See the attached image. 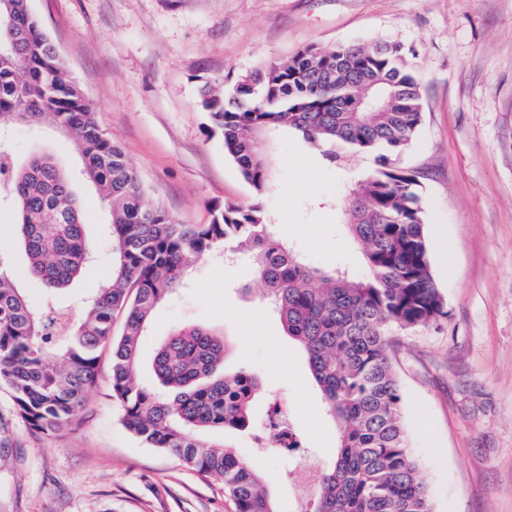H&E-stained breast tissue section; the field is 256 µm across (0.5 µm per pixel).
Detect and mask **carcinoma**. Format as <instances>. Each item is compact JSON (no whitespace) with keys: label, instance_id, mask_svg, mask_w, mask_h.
<instances>
[{"label":"carcinoma","instance_id":"1","mask_svg":"<svg viewBox=\"0 0 512 512\" xmlns=\"http://www.w3.org/2000/svg\"><path fill=\"white\" fill-rule=\"evenodd\" d=\"M397 40L320 48L255 68L236 82L206 86L200 106L255 200L226 203L208 224H181L144 190L122 150L101 128L93 104L42 32L30 0H0V125L48 123L66 129L84 178L108 207L112 252L107 281L75 316L55 295L89 266L83 207L70 178L48 156L15 160L0 144V194L17 209L27 272L47 290L37 304L0 260V387L38 434L71 425L97 379L98 351L110 348L112 398L123 426L185 468L220 479L235 512H274L247 460L205 439L244 431L262 393L247 369L224 371V337L202 326L176 330L155 351V384L135 371L154 310L185 281L191 261L213 253L252 259L264 297L284 332L304 351L325 410L338 425L331 466L313 512H433L407 446L401 389L388 355L397 331L425 328L446 314L430 269L425 211L411 173L391 157L413 142L423 118L421 78ZM289 128L316 146L380 152V168L342 203L362 248L359 275L325 271L279 242L261 198L270 180L257 134ZM123 332L112 336V320Z\"/></svg>","mask_w":512,"mask_h":512}]
</instances>
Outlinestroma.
Listing matches in <instances>:
<instances>
[{
    "instance_id": "1",
    "label": "stroma",
    "mask_w": 512,
    "mask_h": 512,
    "mask_svg": "<svg viewBox=\"0 0 512 512\" xmlns=\"http://www.w3.org/2000/svg\"><path fill=\"white\" fill-rule=\"evenodd\" d=\"M31 8L133 165L146 203L183 224L210 223L224 203L254 199L198 106L205 82L233 83L309 44L392 37L414 49L423 121L393 162L419 180L447 314L393 338L404 424L434 512H512V0H31ZM7 136L17 160L52 155L81 199L95 261L57 296L79 309L112 268L100 237L107 210L64 133L17 124ZM265 150L271 177L263 203L276 236L317 267L361 273L341 206L378 167L377 153L315 149L288 129L268 136ZM14 221L0 202V258L37 300L45 290L26 272ZM189 280L155 310L137 378L152 383L153 355L175 329L198 324L223 334L225 372L245 368L261 381L254 421L279 398L306 442L302 463L322 472L338 430L251 268L205 258ZM244 284L250 294L241 293ZM111 373L105 350L83 409L51 436L29 432L0 389V512H233L221 481L124 428ZM209 439L249 461L275 512H295L299 462L259 452L250 430Z\"/></svg>"
}]
</instances>
